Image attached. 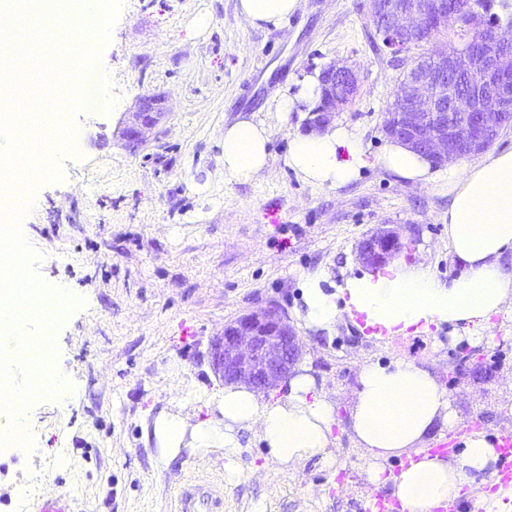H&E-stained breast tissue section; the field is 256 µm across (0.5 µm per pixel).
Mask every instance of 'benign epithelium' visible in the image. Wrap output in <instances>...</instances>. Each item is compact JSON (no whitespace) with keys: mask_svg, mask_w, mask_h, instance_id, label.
<instances>
[{"mask_svg":"<svg viewBox=\"0 0 512 512\" xmlns=\"http://www.w3.org/2000/svg\"><path fill=\"white\" fill-rule=\"evenodd\" d=\"M463 9V0H369V15L382 16L384 47L405 62L407 77L399 80L382 129L415 151L426 153L437 165L462 161L482 154L512 122V30L482 23L477 40L448 55L439 48L425 57L409 56L410 48L432 28L436 20ZM477 77L466 92L439 95L449 77ZM322 77L330 85L328 97L309 112L304 130H325L344 111L358 92V77L348 66H329ZM156 101L140 100L126 130L128 146L146 142L156 125ZM408 248L394 231H380L358 246L359 260L374 268L385 266ZM303 356V345L288 313L269 303L251 309L224 325L215 339L212 365L226 384H244L267 393L288 380Z\"/></svg>","mask_w":512,"mask_h":512,"instance_id":"obj_1","label":"benign epithelium"}]
</instances>
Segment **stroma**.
<instances>
[{"label": "stroma", "instance_id": "stroma-1", "mask_svg": "<svg viewBox=\"0 0 512 512\" xmlns=\"http://www.w3.org/2000/svg\"><path fill=\"white\" fill-rule=\"evenodd\" d=\"M201 14L210 25L200 32ZM100 61L115 104L75 113L77 154L59 158V179L35 184L40 204L21 220L40 278L86 301L51 335L53 365L71 392L63 403L33 404V453L0 452V512H32L53 493L76 512H172L191 477L223 488L224 512H365L370 453L347 420L367 363L409 359L446 386L456 426L437 427L423 447L512 433L511 305L493 317L492 340L474 343L447 326L379 340L344 312L317 333L298 316L303 277L322 275L335 288L361 270L357 246L382 227L408 241L402 260L443 281L461 271L448 248L447 196L379 162L402 70L380 46L367 0H301L279 29L249 26L237 0H123ZM342 62L357 68L361 89L337 120L357 132L366 164L335 189L288 168L307 110L281 116L273 97ZM145 96L161 98L163 117L132 150L124 127ZM241 115L271 133L269 165L248 181L225 176L221 150L225 124ZM54 224L59 234H47ZM270 301L287 310L303 364L336 405L335 468L272 463L251 432L238 478L225 475L217 453L164 464L147 426L164 410L206 417L223 385L212 341L225 322Z\"/></svg>", "mask_w": 512, "mask_h": 512}]
</instances>
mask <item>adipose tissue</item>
<instances>
[{"mask_svg": "<svg viewBox=\"0 0 512 512\" xmlns=\"http://www.w3.org/2000/svg\"><path fill=\"white\" fill-rule=\"evenodd\" d=\"M300 5L301 0H238L237 11L252 27L278 28ZM269 141L268 127L252 117L226 124L225 174L247 181L265 170ZM380 161L401 180L447 193L448 245L465 271L444 282L423 265L397 261L350 275L332 292L323 288L321 276L306 277L300 310L305 327L330 330L343 311L385 339L445 325L472 335L488 330L491 316L512 297V275L506 271L512 258V149L437 169L424 155L391 140ZM285 163L307 183L341 188L359 177L365 159L358 134L338 123L322 134L296 135ZM216 399L218 414L212 418L192 422L173 412L155 418L152 435L164 463L175 461L185 448L217 452L227 476L237 477L241 437L255 429L272 462L285 466L314 459L335 466L330 445L336 408L318 389L310 367L289 379L280 399L261 400L244 385L225 386ZM455 421L449 393L429 370L405 360L362 366L349 428L370 452L371 483L390 486L404 512H433L457 500L476 474L496 462L494 446L475 432L459 455L443 459L418 451L399 475L386 477L385 460L416 448L437 425L451 427Z\"/></svg>", "mask_w": 512, "mask_h": 512, "instance_id": "1", "label": "adipose tissue"}]
</instances>
